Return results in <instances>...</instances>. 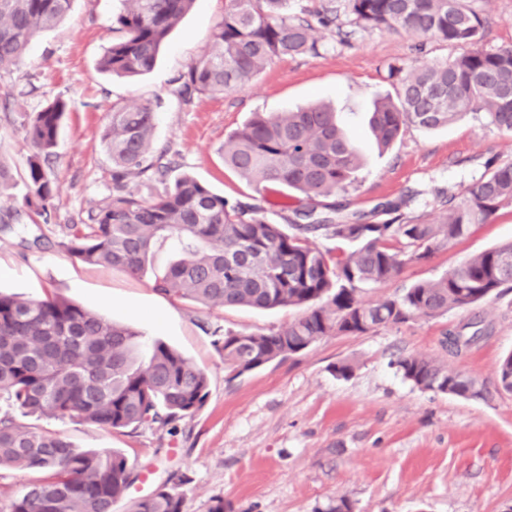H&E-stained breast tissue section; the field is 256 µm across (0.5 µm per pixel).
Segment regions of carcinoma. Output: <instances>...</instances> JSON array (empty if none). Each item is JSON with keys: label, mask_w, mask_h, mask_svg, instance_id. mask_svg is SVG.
I'll list each match as a JSON object with an SVG mask.
<instances>
[{"label": "carcinoma", "mask_w": 512, "mask_h": 512, "mask_svg": "<svg viewBox=\"0 0 512 512\" xmlns=\"http://www.w3.org/2000/svg\"><path fill=\"white\" fill-rule=\"evenodd\" d=\"M73 0H0V74L26 54L32 38L62 21ZM351 24L361 31L403 30L463 49L448 60L410 72L388 68L395 96L375 102L369 124L379 146L389 147L402 128L448 126L482 112L512 132V47H479L485 19L464 0H344ZM113 38L100 71L142 75L155 65L169 33L194 0H121ZM289 0H225L209 48L181 76L179 95L222 94L243 87L271 61L316 51L312 26L288 14ZM67 111L61 98L27 116V193L23 205L45 214L58 196L52 178L58 131ZM155 109L150 103L115 104L101 140L112 163V194L68 225L65 252L89 265L141 276L157 248L170 242L176 258L153 288L202 306L258 310L300 308L303 316L267 334L232 330L214 339L224 365L239 376L308 349L332 335H361L416 317L466 310L512 282V242L472 255L436 280L419 282L401 295L365 303L360 293L400 271L406 254L425 260L512 206V163L493 169L460 196L441 202L438 218L415 222L390 206V218L334 202L347 191L363 159L326 105L295 111L255 112L224 139V163L259 188L274 182L302 194L309 204L292 209L291 231L261 215L257 204L230 201L184 173L152 199L128 186L151 173L164 179L166 151L152 154ZM327 236L350 245L336 260L310 238ZM474 315L458 327L450 352L459 355L481 335ZM404 380L424 391L461 397L475 381L443 362L415 355L395 361ZM23 417L70 419L101 429L165 427L191 417L208 396L206 373L175 348L150 343L60 297L24 299L0 292V397ZM41 475L0 512H112L134 482L133 465L121 452L81 450L62 434L0 418V469ZM129 512H184L182 495L163 486L135 500Z\"/></svg>", "instance_id": "carcinoma-1"}]
</instances>
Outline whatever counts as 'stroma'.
<instances>
[{
  "label": "stroma",
  "instance_id": "35a3bbf8",
  "mask_svg": "<svg viewBox=\"0 0 512 512\" xmlns=\"http://www.w3.org/2000/svg\"><path fill=\"white\" fill-rule=\"evenodd\" d=\"M486 19L481 48L512 46V0H466ZM120 0H74L58 26L37 33L22 61L0 76V162L11 178L0 185V291L41 299L58 294L105 318L159 338L203 369L209 381L204 407L174 429L104 431L71 420L40 419L83 450L116 449L138 475L126 501L167 486L184 497V512H325L343 498L351 512H512V392L496 370L512 352V283L482 303L487 334L460 355H447L444 336L467 321L454 309L417 317L365 335L328 336L305 351L236 376L224 365L213 336L279 330L299 317L294 308L254 310L204 307L155 291L152 276L173 257L156 250L150 274L134 277L71 259L61 247L67 227L112 191V165L101 132L113 103L152 101L154 149H167L171 176L188 172L230 199L257 202L280 223L295 202L287 189H255L225 166V137L255 112H285L318 100L364 157L339 203L371 210L403 203L404 214L428 220L440 202L461 195L495 166L512 163V133L471 114L435 131L405 126L387 150L369 128L374 100L393 93L392 64L413 70L456 55L447 43L402 31L362 32L340 16L324 27L310 16L317 50L275 60L254 81L184 104L176 80L209 44L224 16V0H196L170 33L154 68L134 77H110L97 63L112 39ZM60 98L68 111L59 131L53 177L59 194L49 217L23 207L30 146L23 115ZM512 241V208L474 225L427 260H408L388 283L365 289L372 302L434 280L466 257ZM401 355L445 360L473 378L478 396L423 391L405 381ZM352 361L349 378L334 364Z\"/></svg>",
  "mask_w": 512,
  "mask_h": 512
}]
</instances>
